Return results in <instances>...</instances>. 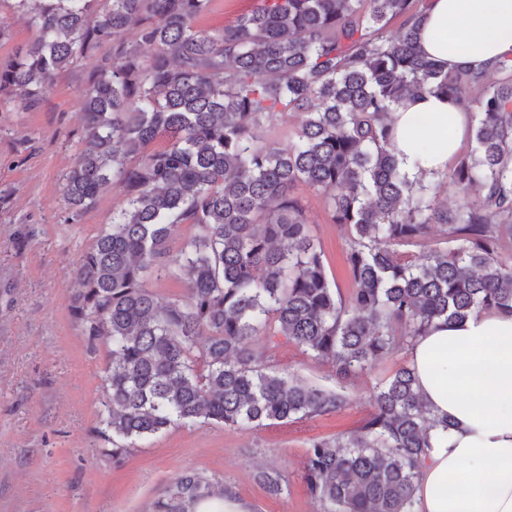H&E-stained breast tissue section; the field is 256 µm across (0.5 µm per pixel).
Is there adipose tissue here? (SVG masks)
<instances>
[{
	"label": "adipose tissue",
	"mask_w": 512,
	"mask_h": 512,
	"mask_svg": "<svg viewBox=\"0 0 512 512\" xmlns=\"http://www.w3.org/2000/svg\"><path fill=\"white\" fill-rule=\"evenodd\" d=\"M417 25L422 52L444 66L488 69L512 57V0H428ZM392 124L414 178L447 170L472 122L458 102L424 94L398 107ZM408 358L422 400L450 422L431 433L416 512H512V313L435 322Z\"/></svg>",
	"instance_id": "obj_1"
}]
</instances>
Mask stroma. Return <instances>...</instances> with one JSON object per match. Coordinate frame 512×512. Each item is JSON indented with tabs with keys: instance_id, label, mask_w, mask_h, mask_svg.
Here are the masks:
<instances>
[{
	"instance_id": "stroma-1",
	"label": "stroma",
	"mask_w": 512,
	"mask_h": 512,
	"mask_svg": "<svg viewBox=\"0 0 512 512\" xmlns=\"http://www.w3.org/2000/svg\"><path fill=\"white\" fill-rule=\"evenodd\" d=\"M0 59L34 37L27 15L0 0ZM111 46L57 73L40 105L0 108V512H145L179 475L197 471L223 481L246 512H321L307 492L303 462L312 438L361 427L372 412L375 383L407 362L398 352L372 372L340 379L332 364L292 343L277 351L279 369L340 391L336 413L303 422L232 429L194 423L169 429L122 462L102 452L95 429L110 357L91 345L71 315L74 270L122 199L120 187L69 220L64 177L74 167L84 129L79 96ZM330 277L349 294L346 232L324 197L294 189ZM275 469L283 491L268 494L256 477Z\"/></svg>"
}]
</instances>
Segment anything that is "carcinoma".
I'll return each mask as SVG.
<instances>
[{"mask_svg": "<svg viewBox=\"0 0 512 512\" xmlns=\"http://www.w3.org/2000/svg\"><path fill=\"white\" fill-rule=\"evenodd\" d=\"M34 41L0 62V94L37 106L57 72L106 44L79 106L85 149L65 175L77 216L121 187L112 223L76 267L72 315L110 353L96 428L120 460L168 429L286 424L341 410L339 392L277 370L294 343L346 379L365 374L433 323L512 311V60L445 71L421 55L425 0H261L213 32V0H13ZM401 19L395 36L391 20ZM475 94L471 149L431 180H411L393 153L390 114L411 94ZM278 112L293 136L256 139ZM164 138L159 149L150 145ZM304 184L348 230L353 284L329 277ZM454 189L453 207L440 199ZM180 224L196 232L179 252ZM452 247H446V244ZM165 273L183 284L162 302ZM264 336L257 350L252 337ZM354 433L308 441L304 480L323 512H413L432 415L405 364L377 382ZM282 491L276 470L261 473ZM224 482L177 477L146 512H224Z\"/></svg>", "mask_w": 512, "mask_h": 512, "instance_id": "carcinoma-1", "label": "carcinoma"}]
</instances>
